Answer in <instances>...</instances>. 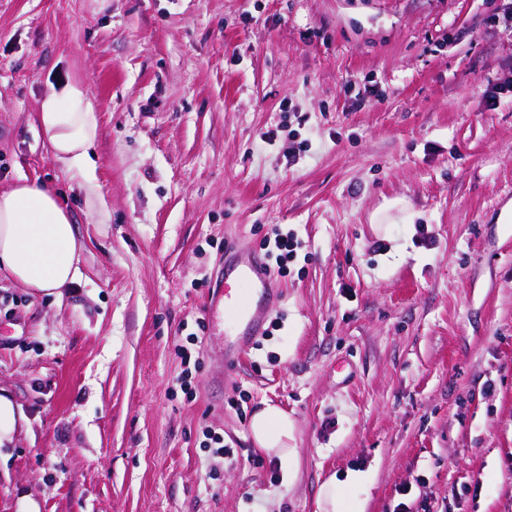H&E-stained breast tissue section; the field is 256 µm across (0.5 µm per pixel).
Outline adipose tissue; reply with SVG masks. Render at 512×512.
Segmentation results:
<instances>
[{"label": "adipose tissue", "mask_w": 512, "mask_h": 512, "mask_svg": "<svg viewBox=\"0 0 512 512\" xmlns=\"http://www.w3.org/2000/svg\"><path fill=\"white\" fill-rule=\"evenodd\" d=\"M38 122L53 159L96 193V163L90 150L99 129L98 114L85 86L68 82L41 102ZM82 248L69 212L45 183L22 181L0 191V273L37 296L62 297L80 277ZM294 423L280 407L268 404L252 417L250 432L257 449L281 462L295 459L288 445Z\"/></svg>", "instance_id": "1"}]
</instances>
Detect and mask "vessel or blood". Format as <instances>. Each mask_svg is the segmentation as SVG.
<instances>
[{
  "label": "vessel or blood",
  "instance_id": "1",
  "mask_svg": "<svg viewBox=\"0 0 512 512\" xmlns=\"http://www.w3.org/2000/svg\"><path fill=\"white\" fill-rule=\"evenodd\" d=\"M224 264L220 299L205 310L209 324L224 322L231 341L224 352L225 367L236 366L250 352L257 336L265 332L267 313L275 300L268 265L259 252L229 248Z\"/></svg>",
  "mask_w": 512,
  "mask_h": 512
}]
</instances>
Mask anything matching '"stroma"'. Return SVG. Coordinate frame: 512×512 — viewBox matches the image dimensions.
Wrapping results in <instances>:
<instances>
[{
    "instance_id": "35a3bbf8",
    "label": "stroma",
    "mask_w": 512,
    "mask_h": 512,
    "mask_svg": "<svg viewBox=\"0 0 512 512\" xmlns=\"http://www.w3.org/2000/svg\"><path fill=\"white\" fill-rule=\"evenodd\" d=\"M67 81L99 113L93 199L36 116ZM24 179L71 213L82 277H0L28 418L0 512H320L350 472L365 512H512V0H0V189ZM274 225L300 246L228 374L196 320L225 247ZM266 403L296 472L253 444Z\"/></svg>"
}]
</instances>
